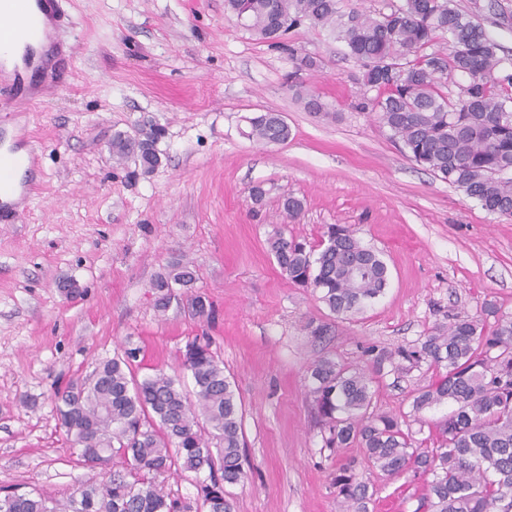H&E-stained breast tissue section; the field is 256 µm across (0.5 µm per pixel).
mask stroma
Listing matches in <instances>:
<instances>
[{
    "mask_svg": "<svg viewBox=\"0 0 512 512\" xmlns=\"http://www.w3.org/2000/svg\"><path fill=\"white\" fill-rule=\"evenodd\" d=\"M455 0L512 60V0ZM77 41L41 102L0 122V142L35 149L26 209L0 224V494L44 492L65 501L88 481L75 466L51 395L88 377L125 344L140 347L139 376L179 370L187 342L209 333L243 403L251 469L232 487L233 512H338V464L355 462L376 512H414L420 478L385 477L359 447L324 449L308 367L320 355L368 365L372 347L414 344L448 315L477 318L484 301L512 313V217L485 211L406 158L359 111V69L342 43L303 26L288 39L319 58L304 83L330 117L304 109L288 86L286 50L256 40L224 0H67ZM282 115L288 142L248 140L246 117ZM150 121L164 130L159 166L116 162V133ZM267 194L253 209L248 189ZM304 201L297 219L284 196ZM346 224L389 269L382 297L362 313L330 316L293 285L267 247L273 229L316 241ZM192 263L213 305L202 325L186 301L154 308L152 284ZM329 323L324 339L310 320ZM431 377L416 370L380 383L377 412L402 414Z\"/></svg>",
    "mask_w": 512,
    "mask_h": 512,
    "instance_id": "stroma-1",
    "label": "stroma"
}]
</instances>
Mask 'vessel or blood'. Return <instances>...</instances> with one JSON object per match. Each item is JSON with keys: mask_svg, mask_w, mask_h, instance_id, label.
Returning <instances> with one entry per match:
<instances>
[{"mask_svg": "<svg viewBox=\"0 0 512 512\" xmlns=\"http://www.w3.org/2000/svg\"><path fill=\"white\" fill-rule=\"evenodd\" d=\"M62 0H0V112L35 102L51 74L50 56H64Z\"/></svg>", "mask_w": 512, "mask_h": 512, "instance_id": "obj_1", "label": "vessel or blood"}]
</instances>
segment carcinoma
Masks as SVG:
<instances>
[{
	"mask_svg": "<svg viewBox=\"0 0 512 512\" xmlns=\"http://www.w3.org/2000/svg\"><path fill=\"white\" fill-rule=\"evenodd\" d=\"M225 11L245 10L246 30L274 45L304 24L343 43L359 67L361 110L376 117L410 161L432 171L493 215L512 217V73L498 44L454 0H401L370 14L346 0H225ZM295 72L319 68L317 59L288 47ZM453 88H448V81ZM295 93L316 114L328 104L311 90ZM247 138L283 144L291 130L275 112L246 118ZM162 128L150 124L112 140L118 161L132 158L144 173L160 163ZM271 254L289 282L310 288L338 317L364 311L385 292L389 272L381 255L349 227L331 224L315 244L275 232ZM196 271L177 263L152 283L156 311L188 294L193 315L207 321L211 304L191 294ZM480 319L455 315L408 348H373L369 367L324 355L309 367L323 447L356 445L387 476L423 478L414 512H512V314L484 303ZM140 348L127 345L86 379L54 392L55 411L72 454L100 470L65 503L44 493L0 497V512H232L229 488L244 481L242 404L207 336L182 352L194 399L180 377L134 373ZM435 376L412 394L400 415L374 409L375 385L421 366ZM451 405L422 447L412 425L422 413ZM119 463L107 470L101 463ZM195 483L194 502L166 491L159 478ZM339 512H374L375 491L349 462L336 467Z\"/></svg>",
	"mask_w": 512,
	"mask_h": 512,
	"instance_id": "cac0c4a2",
	"label": "carcinoma"
}]
</instances>
